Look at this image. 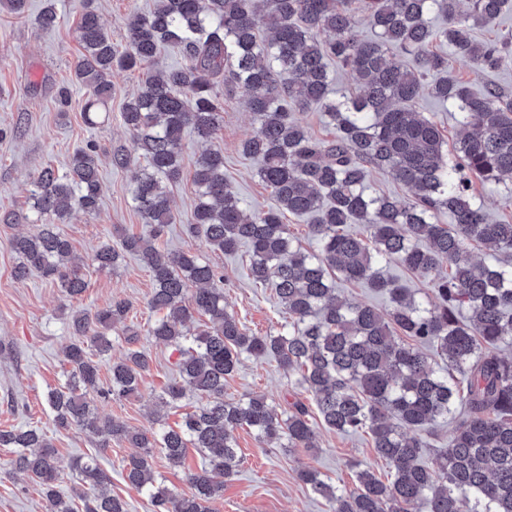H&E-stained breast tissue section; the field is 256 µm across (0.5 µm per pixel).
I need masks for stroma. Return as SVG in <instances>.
I'll return each mask as SVG.
<instances>
[{
	"instance_id": "obj_1",
	"label": "stroma",
	"mask_w": 512,
	"mask_h": 512,
	"mask_svg": "<svg viewBox=\"0 0 512 512\" xmlns=\"http://www.w3.org/2000/svg\"><path fill=\"white\" fill-rule=\"evenodd\" d=\"M44 5L45 0H27V9L21 15L0 7V428H43L57 449L61 489L65 492L73 485L74 459L99 453L102 466L112 476L113 493L128 501L129 512H148L145 499L122 479L131 448L116 442L98 451L78 429L57 428L48 394L64 386L71 371L62 354L70 338L69 313L75 309L94 311L116 298L129 303L128 319L143 329L140 344L149 350L152 364L141 397L97 400L98 413L135 428L154 427L150 401L179 377L175 348L145 334L155 320L147 305L152 288L147 269L138 257L127 254L116 268L102 271L90 257L103 242H116L123 234L143 230L131 198V174L113 169L108 157L116 146L131 143L121 117L127 98L146 73L176 66L181 56L169 47L142 68L114 71L112 96L101 110L98 125H88L80 109L86 90L74 82L81 55L78 22L83 0H55L58 23L52 28L37 22ZM95 7L113 43L122 48L127 44L130 19L148 13L153 0H95ZM432 49L447 56L450 68L472 92H481L490 84L512 87V65L476 74L450 46L436 43ZM66 84L72 87V101L63 109L58 105L56 90ZM254 130L243 98L236 93L225 96L223 120L210 142L201 141L192 130L184 131L183 174L169 187L176 222L169 226L159 245L169 252L198 254L223 270L227 311L252 332L275 336L284 333L288 316L271 290L250 278L246 248L221 254L213 251L204 238L186 230L196 202L194 163L209 147L223 151L224 176L243 208L262 212L272 205L269 189L256 174V162L240 151L241 142ZM89 141L98 146L101 192L96 212L73 213L62 226L75 251L86 259L82 273L87 288L81 296L70 298L56 284L39 276L16 279L13 270L18 257L10 241L18 233L35 230L34 225L14 222L13 217L28 212L31 183L40 169L50 164L66 171L74 150ZM472 197L491 221L512 223V194L504 187L476 178L472 181ZM224 392L230 399L261 394L280 409L306 398L274 359L256 361L248 356L228 378ZM316 434V448L291 453L259 444L249 429L238 430L242 455L239 472L225 482L223 496L211 504L212 512H327L325 500L300 481V469L317 470L340 488L352 486L356 464L384 473L385 464L377 458L367 434H339L321 425ZM11 458L9 449L0 447V512H48L39 488L27 477L12 473Z\"/></svg>"
}]
</instances>
